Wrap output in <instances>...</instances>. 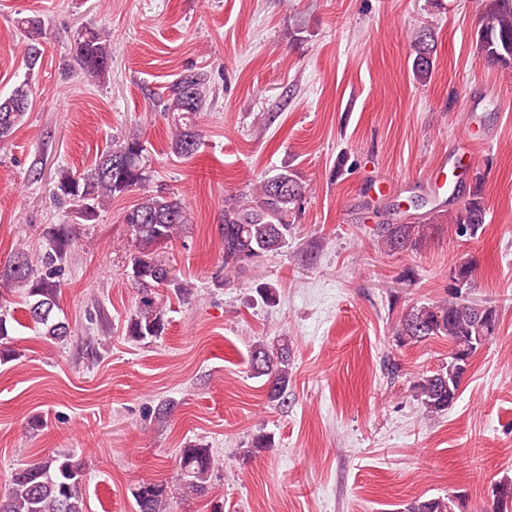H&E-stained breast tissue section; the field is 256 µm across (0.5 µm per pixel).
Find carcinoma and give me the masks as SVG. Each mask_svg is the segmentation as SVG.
<instances>
[{
	"mask_svg": "<svg viewBox=\"0 0 512 512\" xmlns=\"http://www.w3.org/2000/svg\"><path fill=\"white\" fill-rule=\"evenodd\" d=\"M479 14L474 29L477 48L491 66L512 71V0H479ZM27 39L26 66L35 68L41 51L44 23L38 16L18 20ZM75 62L81 71L97 81L107 78L111 68L110 51L100 30L85 27L73 34ZM435 64V39L429 29L422 30L414 43L412 70L419 79L431 75ZM203 74L179 75L170 86L163 111L175 114V130L170 136L169 152L189 158L199 148V134L193 125L196 113L202 111L206 98ZM33 87L28 80L16 84L10 93L0 97V146L10 142L27 112ZM144 144L135 132L123 137L102 153L90 167L74 175L60 170L53 183L52 196L67 205L74 219L96 220L112 197L141 188L150 181L144 160ZM307 187L300 177L284 170L263 178L256 191L246 199L230 196L224 199V268H235L244 262L274 253L286 246L292 229L290 217L300 207ZM486 202L480 175H475L463 207L452 220L455 235L474 238L483 229ZM190 222L183 201L158 191L141 198L124 216L136 252L131 256V277L138 286L140 298L126 325V336L135 342L152 340L166 329L165 313L159 306L154 286L167 285L175 293L188 297L191 289L169 277L167 265L154 255L150 247L175 239ZM445 225L431 220L425 224H379L375 235L381 248L389 253L416 251L437 236ZM74 233L71 225L57 224L47 232V244L38 265L30 264L23 252L0 267V301L6 294L20 289L34 327L39 335L60 342L70 334L69 324L56 315L62 287L64 262L71 252ZM461 289H448V299L412 306L395 327V340L400 346L416 344L432 336H446L451 344L448 362L424 375L414 384L424 413L437 416L456 403L462 379L471 366L472 357L488 344L497 332L498 311L489 306L476 314L474 303L463 297L473 287V267L461 261L453 270ZM291 349L288 342L253 345L250 366L257 378L264 379L266 397L278 405L288 403L292 380ZM274 446V437L255 434L244 455L249 457ZM215 468L211 449L197 444L181 449L174 484L143 481L132 489L137 512H169L170 502L178 497L202 495L209 489ZM85 463L73 454L46 455L10 471L4 492L0 494V512H86L84 499ZM451 498L417 499L407 512H454Z\"/></svg>",
	"mask_w": 512,
	"mask_h": 512,
	"instance_id": "cac0c4a2",
	"label": "carcinoma"
}]
</instances>
